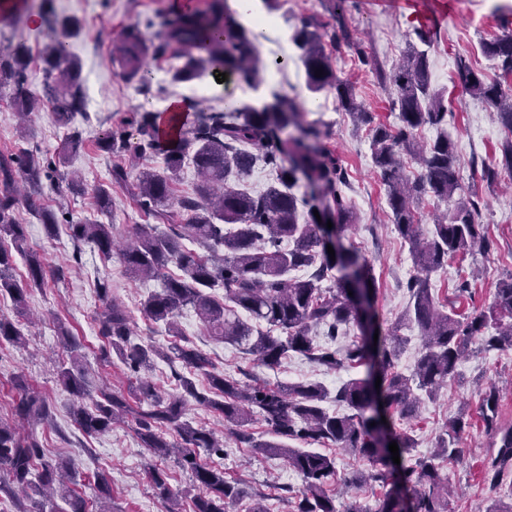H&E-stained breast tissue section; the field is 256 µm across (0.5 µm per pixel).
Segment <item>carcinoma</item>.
Wrapping results in <instances>:
<instances>
[{"instance_id":"1","label":"carcinoma","mask_w":512,"mask_h":512,"mask_svg":"<svg viewBox=\"0 0 512 512\" xmlns=\"http://www.w3.org/2000/svg\"><path fill=\"white\" fill-rule=\"evenodd\" d=\"M332 18L334 24L328 25L314 16L299 17L291 39L300 51L309 91L333 92L342 111L362 119L368 113L357 102L354 87L333 66V55L350 42V34L342 15L334 13ZM163 28L162 37L151 44V50L156 57L174 48L181 50V64L172 71V81L191 82L214 71L250 88L263 84L257 64V35L231 15L225 0H210L207 8L192 13L175 11L165 17ZM481 49L498 61L503 75L512 76L511 32L483 42ZM145 51L138 33L126 35L119 52L127 81H147L142 62ZM46 62L48 75L54 80L46 84L45 97L57 122L67 126L82 109L78 65L69 59L62 41L53 45ZM458 65L470 92L497 109L505 131L502 166L512 176V94L498 83L484 82L464 61ZM27 69L21 49L0 50V88H22ZM318 69L323 70L320 77L315 76ZM379 79L395 89L393 106L398 110L399 123L372 127L370 149L385 186L391 223L408 243L415 269L406 284L410 306L405 321L418 329L421 352L409 376L396 371L403 342L396 331H390L377 348H372L370 310L376 288L371 265L342 244H331L324 227L326 221L334 223L335 235L340 237L354 222V211L341 189L345 171L325 145L318 123L305 120L297 98L273 91L258 105L202 113L185 136L175 140L158 136L161 113L133 112L125 120V128L98 141L102 151L120 149L138 160L162 158L160 170L147 166L134 171L121 165L112 168L111 183L123 186L134 178L137 205L155 218H169L167 207L186 163L193 165L198 176L197 198L177 201V207L186 213L184 223L172 225L169 233L156 225L142 224L135 241L121 250L122 262L132 277L162 279V288L141 302L145 318L164 323L177 336L176 318L189 305L211 335L246 344L265 366H277L299 354L328 369L367 362H376L382 369L378 388L371 375L340 386L334 400L350 413L331 412L323 406L329 392L320 383L246 385L209 371L207 357L179 343L163 350L131 342L125 306L111 294L107 283L98 284L102 301L96 317L99 333L109 347L120 352L132 372L151 367L155 357L178 360L189 373L204 375L205 385L199 389L192 379L182 376L183 392L165 398L152 384L139 381L128 397L101 389L88 406L83 403L91 397L88 381L78 368L80 345L60 320L57 334L70 350V364L58 367V378L69 394L79 399L70 411L72 421L83 433L96 436L108 432L118 419H134L144 447L159 457L176 453L181 465L192 471L200 490L192 512H228L241 491L224 478L223 469L197 461L196 449L222 456L224 443L186 419L189 398L224 414L228 426H242L256 414L283 439L303 445L330 442L349 450L381 468L356 471L345 478L347 483L391 486L373 510L356 501L339 507L336 497L326 490L336 477L335 456L282 442L257 445L265 453L283 457L301 478L297 512H448V484L440 475V463L460 456L458 442L469 424L461 417L452 421L430 455L416 456L412 454L413 436L406 430H393L382 418L396 415L409 419L418 410L420 394L435 398L455 377L474 337H483L488 350L512 349V275L498 283L492 303L477 313L465 315L439 308L432 293L431 273L450 258H464L476 248L488 251L490 243L476 223L478 204L459 183L457 158L448 139V106L430 89L426 51L411 48L390 73H379ZM425 128L436 129L437 136L420 145L417 137ZM403 153L413 155L421 168L413 179L404 171ZM63 162L61 156L41 162L26 153L2 154L0 181L7 186L21 171L36 183L44 177L50 180L57 173V164ZM259 162L275 177L264 190L254 193L244 183ZM231 176L236 183H229ZM301 180L311 188V194L296 192ZM425 197L452 203L448 215L436 218L426 233L416 212L417 202ZM27 204L39 213L45 232L54 235L58 222L53 212L39 208L31 197ZM68 232L72 240L92 246L105 257L112 255V225L70 221ZM2 239L10 240V245L0 244V295L8 294L15 307L21 308L26 304L27 288L45 285V264L39 255L26 253V225L19 223L16 199L8 192L0 195ZM185 240L204 252L186 247ZM329 244L335 251L333 260L327 252ZM15 252L26 256L25 287L12 273ZM170 264L178 273L165 272ZM351 322L359 328L360 336L347 347L324 348L314 342V328L325 327V336L334 341ZM3 342H23L20 321L0 316V344ZM17 387L21 396L16 415L34 423L47 420L46 398L22 382ZM498 398L495 386L486 387L480 413L493 448L484 464L483 480L492 489L500 487L512 472V426L500 421ZM170 431L178 434L179 442L166 439ZM393 441L401 459L397 468L387 462ZM68 470L65 461L42 460L41 445L34 435L21 436L0 421V471L7 477L3 490L59 494L71 512H86L84 501L65 480ZM149 475L159 494L170 503L168 512H182L168 487L167 473L153 467Z\"/></svg>"}]
</instances>
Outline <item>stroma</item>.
<instances>
[{"label":"stroma","mask_w":512,"mask_h":512,"mask_svg":"<svg viewBox=\"0 0 512 512\" xmlns=\"http://www.w3.org/2000/svg\"><path fill=\"white\" fill-rule=\"evenodd\" d=\"M416 0H344L345 23L351 33L352 48L342 49L346 59L339 75L351 82L357 99L377 124L395 126L397 113L391 101L393 87L379 84L376 71L392 69L401 60L415 29L413 14ZM447 19L432 30L428 50L429 76L435 90L445 96L450 115L448 134L455 146L463 185L470 187L491 249L486 254L450 259L433 272L432 281L440 304L470 313L489 305L501 279L512 274V175L500 172L494 184L482 179L485 167L499 165L503 135L495 110L470 94L451 65L464 57L470 69L487 81L500 78L494 61L480 50V43L504 32L502 18L512 13V0H445ZM175 7V0H16L9 8L0 6V48L20 46L29 56L25 91L36 104L27 117H20L15 106L14 89L0 90V154L28 150L38 156L57 157L67 135L79 132L83 145L59 166L54 181H41L32 187L19 180L18 188L40 199L55 213H66L70 221L90 220L112 227L116 246L133 238L138 225L149 218L136 206L133 186L112 189V209L96 211L91 196L76 197L64 187L65 178L76 176L86 183L110 184L114 165H128L126 153H108L97 146L103 134L123 127L132 112H159L171 100H188L192 111H220L227 100L251 102V94L242 86H223L214 76L204 75L205 93L197 95L192 83L172 82L170 71L178 64L173 56H146L148 93L121 75L118 48L128 30H138L145 43L158 40L162 21ZM75 24L72 35H64L62 22ZM65 38L67 48L79 62L78 83L83 110L71 126H59L48 102L43 101L47 65L44 56L56 38ZM259 54L266 65L268 85L298 97L305 118L318 122L327 131L328 147L347 172L342 191L351 203L356 218L347 229L344 245L356 248L373 267L378 288L375 311L381 330L391 329L408 304L405 288L414 269L409 246L397 234L388 218L385 188L375 172L369 147V128L355 125L348 113L337 109L332 93H310L304 67L296 48L282 57L267 49ZM20 223L27 226V247L37 252L46 265L47 285L30 289L23 318L25 340L22 344L0 347V420L18 424L21 432L34 433L45 458L70 459L76 471L74 487L92 502L93 512H167L168 503L154 490L148 477L150 464L166 468L173 491L183 500L197 494L190 471L177 466L174 459L157 461L145 448L130 422L113 425L110 432L89 437L74 425L69 414L71 395L60 385L57 363L68 356L56 332L57 320L72 328L80 345L81 366L91 386L108 385L126 392L128 370L116 353H105L106 343L94 320L102 302L97 285L107 282L125 304L130 316L134 342L167 347L174 338L164 324L143 318L140 302L158 289L155 280L143 281L128 275L120 257L104 259L96 250L75 243L66 226H59L55 237H48L38 217L27 207L18 211ZM468 280L471 291L458 294L457 284ZM183 337L205 355L214 371L243 382L291 384L318 382L336 390L343 382L366 373L365 367L327 369L304 356L293 355L280 366L270 368L257 362L246 346L230 344L210 336L193 309H184L177 318ZM458 378L444 386L436 400L421 403L411 423L419 455L429 454L439 436L455 416L470 418L472 426L463 434L460 462L444 465L442 476L453 491L451 512H485L492 499L506 498V491L490 490L480 469L489 456L488 439L478 414L484 388L495 385L499 391V413L512 421V350L484 349L473 340L469 355L457 367ZM23 378L47 398L51 410L48 421L30 425L18 422L14 407L19 400L16 378ZM188 419L197 426L215 431L224 438V456L198 450L199 463L223 468L227 479L239 483L245 497L231 512H247L252 500H263L268 512H294L300 478L278 456L256 453L247 444L229 435L222 413L198 404H190ZM338 480L329 491L338 503L358 498L374 506L382 489L366 486L347 487L343 476L368 463L353 453L337 451ZM105 473L108 493L95 484L97 473Z\"/></svg>","instance_id":"35a3bbf8"}]
</instances>
